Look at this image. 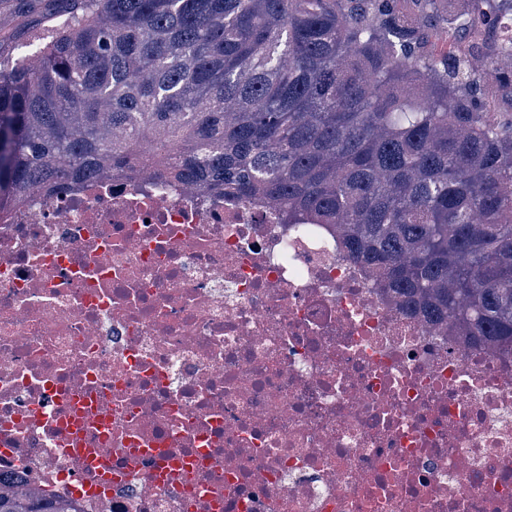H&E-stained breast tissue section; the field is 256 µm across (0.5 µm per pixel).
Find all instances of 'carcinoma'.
<instances>
[{"label": "carcinoma", "mask_w": 512, "mask_h": 512, "mask_svg": "<svg viewBox=\"0 0 512 512\" xmlns=\"http://www.w3.org/2000/svg\"><path fill=\"white\" fill-rule=\"evenodd\" d=\"M56 2L0 56V208L148 169L327 224L408 309L512 349V0ZM0 512L35 510L0 481Z\"/></svg>", "instance_id": "carcinoma-1"}]
</instances>
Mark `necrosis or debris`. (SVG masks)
Here are the masks:
<instances>
[{
  "mask_svg": "<svg viewBox=\"0 0 512 512\" xmlns=\"http://www.w3.org/2000/svg\"><path fill=\"white\" fill-rule=\"evenodd\" d=\"M0 474L71 512H512V351L326 225L78 181L0 209Z\"/></svg>",
  "mask_w": 512,
  "mask_h": 512,
  "instance_id": "obj_1",
  "label": "necrosis or debris"
}]
</instances>
